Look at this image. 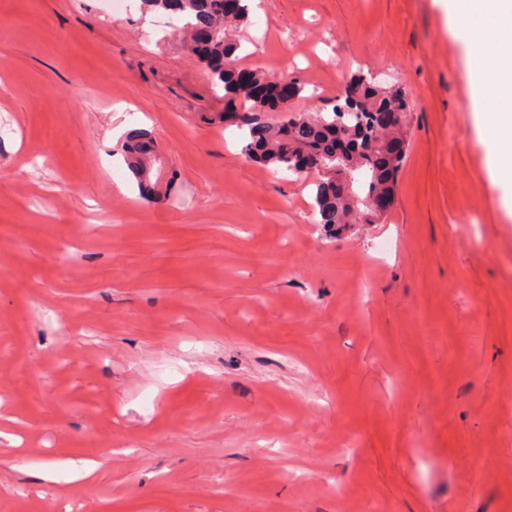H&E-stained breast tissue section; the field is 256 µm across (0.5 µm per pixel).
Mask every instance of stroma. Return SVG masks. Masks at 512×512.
<instances>
[{"instance_id":"obj_1","label":"stroma","mask_w":512,"mask_h":512,"mask_svg":"<svg viewBox=\"0 0 512 512\" xmlns=\"http://www.w3.org/2000/svg\"><path fill=\"white\" fill-rule=\"evenodd\" d=\"M250 19L289 111L408 97L384 223L332 233L247 160L164 13L0 0V512H512V215L440 0ZM128 164L142 183L149 180L151 165L159 159L154 144L143 134H134L125 146Z\"/></svg>"}]
</instances>
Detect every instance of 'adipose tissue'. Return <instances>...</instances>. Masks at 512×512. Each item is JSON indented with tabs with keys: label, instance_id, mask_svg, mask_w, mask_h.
<instances>
[{
	"label": "adipose tissue",
	"instance_id": "adipose-tissue-1",
	"mask_svg": "<svg viewBox=\"0 0 512 512\" xmlns=\"http://www.w3.org/2000/svg\"><path fill=\"white\" fill-rule=\"evenodd\" d=\"M448 30L469 59L475 127L512 213V0H447Z\"/></svg>",
	"mask_w": 512,
	"mask_h": 512
}]
</instances>
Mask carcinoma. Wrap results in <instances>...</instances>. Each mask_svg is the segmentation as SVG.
Instances as JSON below:
<instances>
[{
	"mask_svg": "<svg viewBox=\"0 0 512 512\" xmlns=\"http://www.w3.org/2000/svg\"><path fill=\"white\" fill-rule=\"evenodd\" d=\"M150 11L167 12L182 22L191 50L203 65L213 86L224 90L230 112L224 119L237 118L244 139V154L273 174L298 173L301 155L315 158L312 179L313 207L320 224H374L387 214L373 201L391 199V176L402 164L388 167L385 145L405 142L408 102L401 91L359 78L347 86L357 98V108L345 114L333 107L329 112H290L279 121L265 115L283 111L300 96L302 85L295 81L288 95L260 97L258 85L273 78L262 71L240 76L237 67L240 44L229 36L248 21L249 0H142ZM347 140L350 152L336 161L330 158L336 133ZM128 164L139 179L149 180L151 165L159 159L154 144L143 134L130 137L125 146Z\"/></svg>",
	"mask_w": 512,
	"mask_h": 512,
	"instance_id": "carcinoma-1",
	"label": "carcinoma"
}]
</instances>
